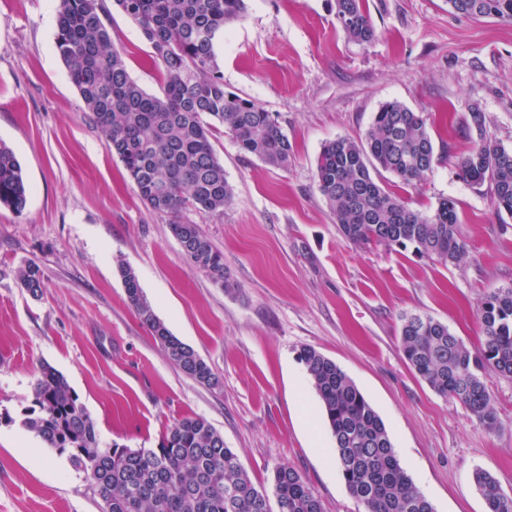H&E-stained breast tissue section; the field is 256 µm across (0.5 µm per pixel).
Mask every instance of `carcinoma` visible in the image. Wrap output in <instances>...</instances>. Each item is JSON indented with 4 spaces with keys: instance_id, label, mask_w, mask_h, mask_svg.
I'll use <instances>...</instances> for the list:
<instances>
[{
    "instance_id": "1",
    "label": "carcinoma",
    "mask_w": 512,
    "mask_h": 512,
    "mask_svg": "<svg viewBox=\"0 0 512 512\" xmlns=\"http://www.w3.org/2000/svg\"><path fill=\"white\" fill-rule=\"evenodd\" d=\"M106 0H59L56 48L84 110L123 163L145 205L171 217L172 235L186 260L233 292L237 284L224 254L183 209L224 211L233 188L211 139L227 130L239 149L274 167L292 159L278 118L253 100L224 89L215 41L224 26L244 16L246 0H113L152 48L164 83L147 93L112 43ZM456 14L512 22V0H447ZM338 26L347 39L369 43L376 29L365 0H335ZM485 115L475 109L478 140L458 162V176L474 188L489 184L497 212L512 217V151L487 137ZM435 159L427 115L405 103H384L365 134L326 142L317 179L343 239L386 248L411 245L416 253L454 264L468 253L455 202L443 199L430 214L412 209L376 179L384 171L404 185L423 179ZM28 188L14 151L0 142V206L17 214ZM126 295L167 359L201 385L219 379L196 351L174 336L155 315L135 273L120 268ZM32 296L42 288L40 269L19 270ZM484 340L469 350L448 326L430 315L403 317L400 347L408 366L432 390L459 402L492 429L496 417L487 371L512 378V286L487 293L480 307ZM298 358L321 403L332 434L336 465L363 512H435L430 500L401 466L382 418L357 385L330 358L305 346ZM35 408L22 425L49 448L69 453L77 468L91 471L101 512H323L305 478L294 468H276L272 490L255 485L236 452L202 417H185L166 430L155 448L102 447L79 396L53 367H42L33 389ZM473 484L488 512H512V495L488 472Z\"/></svg>"
}]
</instances>
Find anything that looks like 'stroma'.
Here are the masks:
<instances>
[{
	"instance_id": "obj_1",
	"label": "stroma",
	"mask_w": 512,
	"mask_h": 512,
	"mask_svg": "<svg viewBox=\"0 0 512 512\" xmlns=\"http://www.w3.org/2000/svg\"><path fill=\"white\" fill-rule=\"evenodd\" d=\"M57 4L0 0V141L29 187L22 214L0 207V512H100L88 472L21 424L45 365L67 379L102 445L154 448L174 420L200 416L255 484L271 486L285 464L324 512H358L298 359L305 346L356 383L435 512H487L478 469L512 494V379L487 374L489 430L431 390L399 349L402 317L415 312L478 349L483 298L512 285V217L498 215L489 187L457 175L477 138L472 109L512 150V23L452 13L446 0H367L377 37L358 44L337 27L333 0H247L216 46L224 87L278 116L293 157L277 168L214 136L233 200L184 216L223 252L238 285L230 293L185 259L168 216L147 208L84 111L55 47ZM110 27L131 77L160 93L140 28L116 9ZM392 100L429 114L435 160L415 185L380 180L426 213L455 201L468 243L457 264L345 243L318 189L323 144L362 136ZM30 263L42 274L36 298L17 279ZM123 266L221 387L168 361L127 299Z\"/></svg>"
}]
</instances>
